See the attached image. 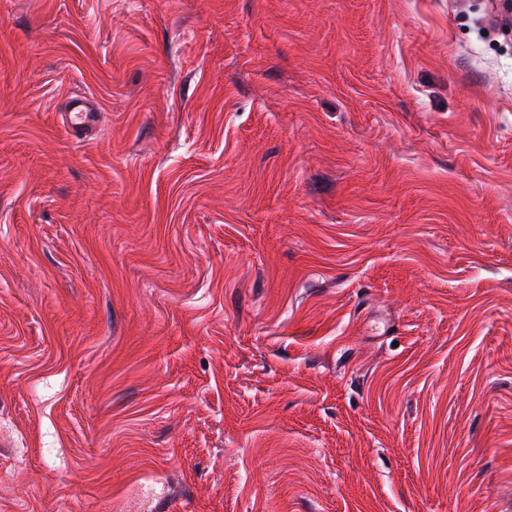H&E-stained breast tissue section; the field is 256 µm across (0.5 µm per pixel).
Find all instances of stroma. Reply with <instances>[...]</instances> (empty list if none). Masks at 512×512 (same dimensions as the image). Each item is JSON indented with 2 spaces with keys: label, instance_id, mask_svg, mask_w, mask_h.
<instances>
[{
  "label": "stroma",
  "instance_id": "1",
  "mask_svg": "<svg viewBox=\"0 0 512 512\" xmlns=\"http://www.w3.org/2000/svg\"><path fill=\"white\" fill-rule=\"evenodd\" d=\"M499 9L0 0V512H512ZM69 127L75 131H86L94 124L93 104L84 96H75L69 100Z\"/></svg>",
  "mask_w": 512,
  "mask_h": 512
}]
</instances>
